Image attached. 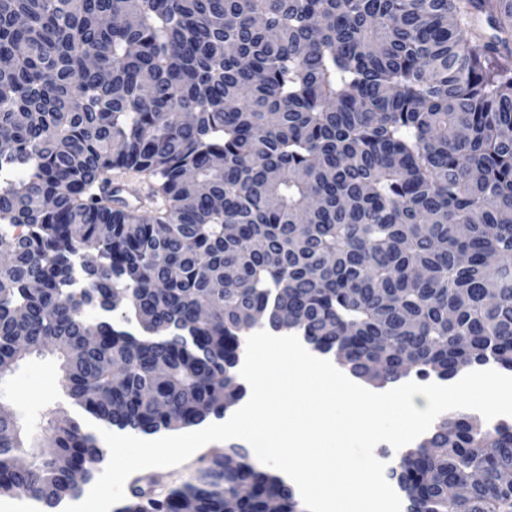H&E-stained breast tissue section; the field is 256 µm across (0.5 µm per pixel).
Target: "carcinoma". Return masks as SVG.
Returning <instances> with one entry per match:
<instances>
[{"label":"carcinoma","instance_id":"cac0c4a2","mask_svg":"<svg viewBox=\"0 0 512 512\" xmlns=\"http://www.w3.org/2000/svg\"><path fill=\"white\" fill-rule=\"evenodd\" d=\"M1 168L23 176L0 180V226L21 228L0 235V378L28 336L72 414L37 453L0 405V496L77 495L97 424L223 416L263 308L385 383L512 370V0H0ZM115 170L150 179L156 208ZM87 251L86 293L138 333L101 319L85 345L67 282ZM230 453L116 512H301ZM510 470L512 425L454 414L392 474L407 512H512ZM121 185L122 196L126 197L130 204L138 205L137 197H143L148 191V185L141 179L128 175L113 180L112 186Z\"/></svg>","mask_w":512,"mask_h":512}]
</instances>
